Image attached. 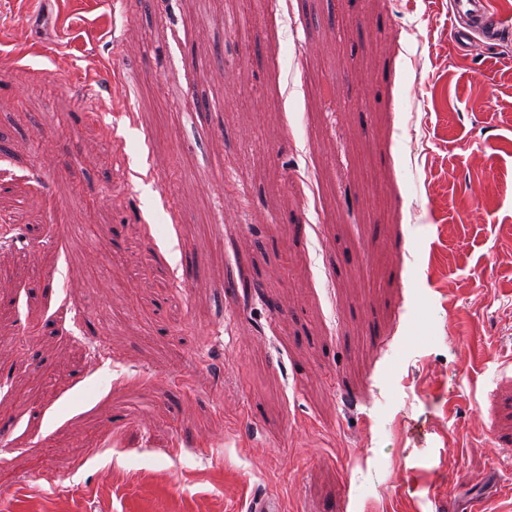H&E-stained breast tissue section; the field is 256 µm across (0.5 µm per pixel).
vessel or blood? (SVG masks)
I'll return each mask as SVG.
<instances>
[{
	"instance_id": "vessel-or-blood-1",
	"label": "vessel or blood",
	"mask_w": 512,
	"mask_h": 512,
	"mask_svg": "<svg viewBox=\"0 0 512 512\" xmlns=\"http://www.w3.org/2000/svg\"><path fill=\"white\" fill-rule=\"evenodd\" d=\"M449 16L453 36L465 51L497 40L502 32L503 22L491 12L488 0H449Z\"/></svg>"
}]
</instances>
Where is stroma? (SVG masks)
<instances>
[{"mask_svg": "<svg viewBox=\"0 0 512 512\" xmlns=\"http://www.w3.org/2000/svg\"><path fill=\"white\" fill-rule=\"evenodd\" d=\"M449 27L0 0V512H512V33Z\"/></svg>", "mask_w": 512, "mask_h": 512, "instance_id": "35a3bbf8", "label": "stroma"}]
</instances>
